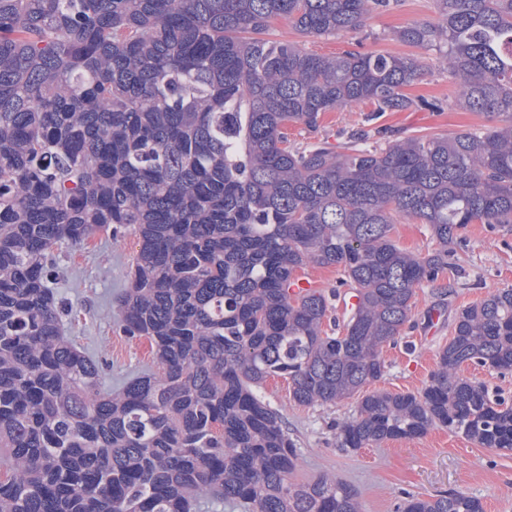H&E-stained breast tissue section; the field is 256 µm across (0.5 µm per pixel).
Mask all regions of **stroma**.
I'll return each mask as SVG.
<instances>
[{"label":"stroma","mask_w":512,"mask_h":512,"mask_svg":"<svg viewBox=\"0 0 512 512\" xmlns=\"http://www.w3.org/2000/svg\"><path fill=\"white\" fill-rule=\"evenodd\" d=\"M437 18L435 0H393L388 10L372 14L357 31L306 37L281 23L271 36L326 56L355 50L417 56L422 74L409 87V95L445 102L453 87L439 64V50L415 47L396 38L402 27L433 23ZM486 123L485 117L455 107L387 112L373 120L368 105L359 104L327 113L316 131L289 129L288 137L299 146L322 140L340 149L348 134L359 129H383L387 140L396 141L460 133ZM459 236L455 269L417 289L412 317L402 336L382 349L383 376L365 385L364 393L420 392L453 335L457 312L494 290L512 288V225L470 224ZM136 250L137 238L130 232L118 239L99 235L83 246L63 247L56 253L55 290L70 303L75 315L69 334L101 363V387L106 391L118 390L143 373H162L149 340L125 336L119 327V300L129 286L128 265ZM258 393L278 412L297 444L295 483L307 484L325 473L336 475L357 491L363 512H393L403 491L427 497L453 490L479 498L485 512H512V451L482 448L441 428L417 439L388 440L351 451L338 446L332 426L356 411L359 396L333 406L305 407L293 401L283 377L267 379Z\"/></svg>","instance_id":"1"}]
</instances>
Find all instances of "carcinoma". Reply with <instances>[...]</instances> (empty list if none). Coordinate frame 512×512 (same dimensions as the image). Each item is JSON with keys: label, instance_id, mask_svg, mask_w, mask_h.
I'll list each match as a JSON object with an SVG mask.
<instances>
[{"label": "carcinoma", "instance_id": "carcinoma-1", "mask_svg": "<svg viewBox=\"0 0 512 512\" xmlns=\"http://www.w3.org/2000/svg\"><path fill=\"white\" fill-rule=\"evenodd\" d=\"M438 20L397 33L444 50L452 104L496 125L386 145L349 135L296 147L357 104L437 107L406 93L409 55L326 57L268 38L362 27L390 0H0V512H191L209 495L248 512H362L324 474L291 481L297 448L257 393L288 377L300 406L334 404L384 374L416 290L454 267L468 224H512V0H436ZM430 227L420 257L392 239ZM134 230L121 330L151 342L162 375L100 388L64 334L50 285L61 246ZM356 290L295 297L303 267ZM512 371V288L461 309L418 393L374 392L336 427L358 450L431 428L512 450V406L460 376ZM395 512H484L451 491L402 493ZM392 237L401 248L420 256H426L438 247L429 226L414 220H399L394 224ZM299 275H314L319 280V288L328 291L331 288L336 287V282L341 277V272L336 268L318 267L314 265H308L302 270H298L295 276ZM345 289H347V288L346 287L339 288V291L341 294L340 298H338L334 302L335 307L332 310L329 319L326 320L323 325V330L329 334L332 332L331 331L332 329H335L336 335L341 334V332L343 330L344 322L346 321V318H347V315L349 312V309H351L353 306L357 305V303H358L359 297H358L357 292L355 290L350 289L347 297L342 302V306L344 308H349V309L342 308L340 299H341V296ZM334 324H336V326H334Z\"/></svg>", "mask_w": 512, "mask_h": 512}]
</instances>
